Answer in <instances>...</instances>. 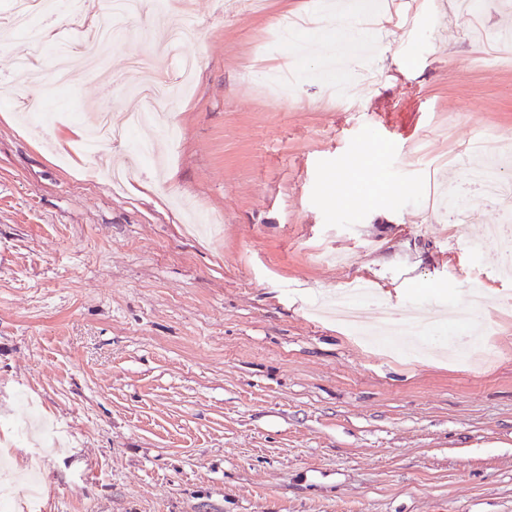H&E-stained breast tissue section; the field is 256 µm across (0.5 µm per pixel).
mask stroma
I'll return each instance as SVG.
<instances>
[{
    "label": "stroma",
    "mask_w": 512,
    "mask_h": 512,
    "mask_svg": "<svg viewBox=\"0 0 512 512\" xmlns=\"http://www.w3.org/2000/svg\"><path fill=\"white\" fill-rule=\"evenodd\" d=\"M317 0H190L193 94L156 123L131 57L164 28L153 10L100 74L51 83L61 33L20 69L30 34L0 42V448L37 469L42 512H512V278L468 223L424 200L469 139H512V62L475 26L512 0L436 29L434 0L397 2L389 36L352 50L351 95H326L335 31L284 58V16ZM125 131L81 149L101 104ZM157 153L122 187L136 143ZM351 164L343 183L337 168ZM364 338L326 308L356 284ZM489 307L465 329L492 362L446 340L423 358L372 347L384 309Z\"/></svg>",
    "instance_id": "35a3bbf8"
}]
</instances>
